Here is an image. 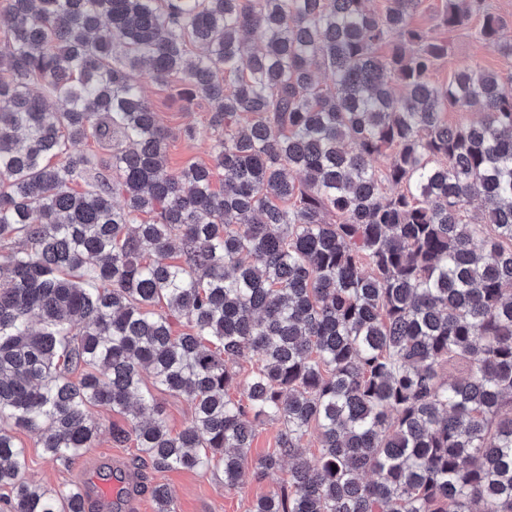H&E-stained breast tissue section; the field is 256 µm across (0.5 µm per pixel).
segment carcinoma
Instances as JSON below:
<instances>
[{"label":"carcinoma","mask_w":512,"mask_h":512,"mask_svg":"<svg viewBox=\"0 0 512 512\" xmlns=\"http://www.w3.org/2000/svg\"><path fill=\"white\" fill-rule=\"evenodd\" d=\"M417 6L6 0L11 512H86L81 489L25 480L10 427L67 466L93 447L97 407L126 420L113 443L134 442L159 469H217L230 490L248 467L261 479L289 463L249 512H512V87L475 67L434 81L448 46L411 24ZM474 13L512 57L486 0H446L442 22ZM249 30L262 48L247 47ZM174 74L185 108L210 105V165L168 167L142 79ZM450 107L481 118L451 125ZM86 138L112 153V172L73 152ZM475 199L484 208L464 217ZM173 249L175 263L152 258ZM244 358L242 376L228 362ZM146 371L191 402L182 430L167 427ZM264 421L281 430L253 462ZM152 495L156 512H176L165 486Z\"/></svg>","instance_id":"cac0c4a2"}]
</instances>
